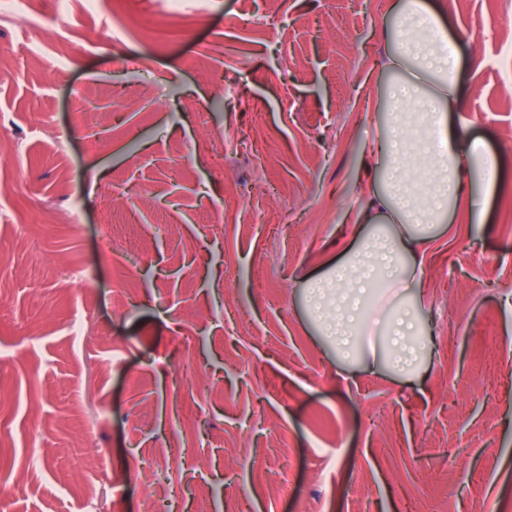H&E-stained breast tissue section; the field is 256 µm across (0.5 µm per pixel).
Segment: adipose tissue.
I'll return each instance as SVG.
<instances>
[{"label": "adipose tissue", "instance_id": "ef3b65f1", "mask_svg": "<svg viewBox=\"0 0 512 512\" xmlns=\"http://www.w3.org/2000/svg\"><path fill=\"white\" fill-rule=\"evenodd\" d=\"M392 12L382 64L386 119L363 139L367 187L349 212L363 232L322 276L306 280L303 297L339 359L384 363L409 377L428 347L420 251L459 204L482 221L498 182L493 155L448 122L462 85L446 25L429 0H395Z\"/></svg>", "mask_w": 512, "mask_h": 512}]
</instances>
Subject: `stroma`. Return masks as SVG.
<instances>
[{
  "instance_id": "obj_1",
  "label": "stroma",
  "mask_w": 512,
  "mask_h": 512,
  "mask_svg": "<svg viewBox=\"0 0 512 512\" xmlns=\"http://www.w3.org/2000/svg\"><path fill=\"white\" fill-rule=\"evenodd\" d=\"M394 2L183 0L200 11L188 26L167 24L169 0H44L67 28L0 21L12 512H94L90 485L109 512H143L150 483L175 490L161 512H404L417 497L512 512V96L494 35L512 11L497 0H433L465 88L453 118L502 190L481 223L458 210L425 246L424 366H344L303 301L353 239ZM197 53L208 75L185 67ZM79 88L102 118L95 147ZM108 183L124 198L106 242ZM67 210L81 223H60ZM186 365L209 388L173 398Z\"/></svg>"
}]
</instances>
